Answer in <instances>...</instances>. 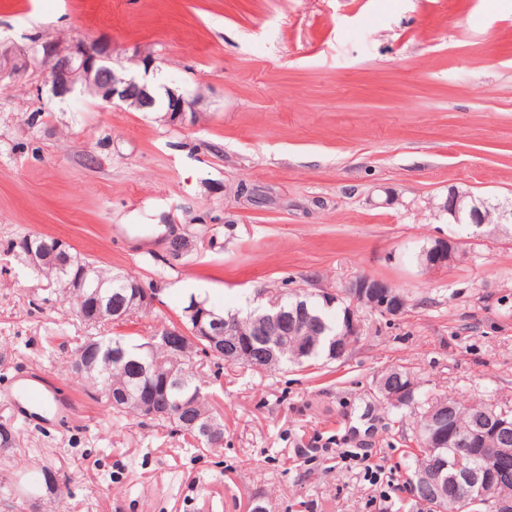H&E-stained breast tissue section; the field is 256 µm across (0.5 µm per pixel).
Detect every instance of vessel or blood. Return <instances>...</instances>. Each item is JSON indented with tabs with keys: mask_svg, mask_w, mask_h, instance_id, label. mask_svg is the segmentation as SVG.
Listing matches in <instances>:
<instances>
[{
	"mask_svg": "<svg viewBox=\"0 0 512 512\" xmlns=\"http://www.w3.org/2000/svg\"><path fill=\"white\" fill-rule=\"evenodd\" d=\"M17 407V417L25 425L56 423L61 413L72 410L74 401L61 383L41 372L18 376L9 390Z\"/></svg>",
	"mask_w": 512,
	"mask_h": 512,
	"instance_id": "obj_1",
	"label": "vessel or blood"
}]
</instances>
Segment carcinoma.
<instances>
[{
  "instance_id": "cac0c4a2",
  "label": "carcinoma",
  "mask_w": 512,
  "mask_h": 512,
  "mask_svg": "<svg viewBox=\"0 0 512 512\" xmlns=\"http://www.w3.org/2000/svg\"><path fill=\"white\" fill-rule=\"evenodd\" d=\"M38 274L56 287L57 293L70 304L77 320L89 332L105 323L114 322L113 311L131 297L137 283L136 279L128 275L103 269L87 258L73 253L59 271L44 267ZM77 276L86 280V288L72 286L71 279ZM275 300L289 312L302 309L306 313V319L302 323L303 336L278 344L279 366H302L309 362L336 359V356L330 354L329 340L339 335L344 323L343 317L328 314L329 305L318 297L287 293L275 297ZM259 313L258 308L245 315L238 312L224 315L214 310L210 316V319L221 324L226 320L236 324L240 347L231 362L252 370L257 369L255 351L263 340V337L253 333ZM207 347L209 344L205 342L203 348L195 349L193 355L178 361L166 349H150L146 347V343L131 336L118 334L107 338L89 335L71 351L69 371L101 395L113 413L122 417L152 420L175 431L189 433L197 439V432L184 425V417L188 413L195 414L202 423L217 420L216 412L209 404L199 381L198 358L208 355ZM176 364L180 365L184 379L176 387L169 389L173 409L151 416L129 401L131 397H147L159 387L160 376ZM383 377L391 384L416 385L412 371L401 365L392 367ZM452 404V410L444 416L443 425L435 426V430L446 431L453 426L475 429L484 425L487 403L464 405L454 400ZM411 441L415 442V446L407 450V456L412 460L416 471L442 459L450 466L459 460L465 469L479 467L491 472L498 466L500 455L489 452V449L512 448V442L495 438L489 440L484 449L444 447L433 455L428 448L422 446L418 437H412ZM502 499H512V482L488 486L486 503L473 506L469 512H491L490 504Z\"/></svg>"
}]
</instances>
